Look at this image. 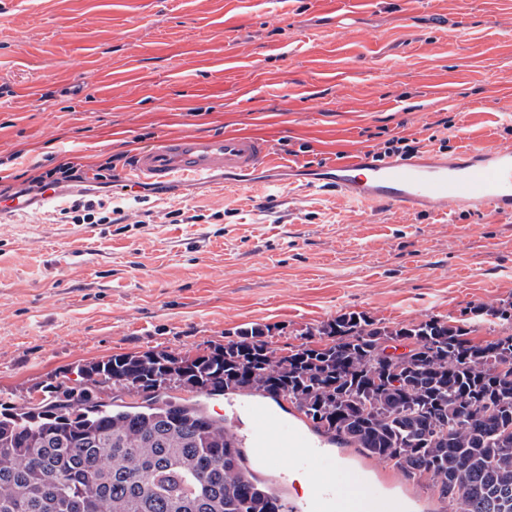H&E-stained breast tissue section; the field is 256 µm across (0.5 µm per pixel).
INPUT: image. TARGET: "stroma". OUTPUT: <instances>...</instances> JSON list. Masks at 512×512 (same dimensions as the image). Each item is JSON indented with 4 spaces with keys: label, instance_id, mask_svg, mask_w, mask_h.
<instances>
[{
    "label": "stroma",
    "instance_id": "stroma-1",
    "mask_svg": "<svg viewBox=\"0 0 512 512\" xmlns=\"http://www.w3.org/2000/svg\"><path fill=\"white\" fill-rule=\"evenodd\" d=\"M511 19L512 0H378L349 18L336 0H0V197L34 164L71 163L87 180L69 199L114 197L127 214L0 211V402L115 354H204L254 325L280 350L343 313L456 326L511 304L512 215L308 186L395 137L422 156L512 145ZM175 131L258 134L284 166L221 191L123 190L133 154Z\"/></svg>",
    "mask_w": 512,
    "mask_h": 512
}]
</instances>
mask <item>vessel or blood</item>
I'll return each mask as SVG.
<instances>
[{
  "label": "vessel or blood",
  "instance_id": "1",
  "mask_svg": "<svg viewBox=\"0 0 512 512\" xmlns=\"http://www.w3.org/2000/svg\"><path fill=\"white\" fill-rule=\"evenodd\" d=\"M280 160L260 136L227 131L217 135L175 133L135 153L125 182L170 185L210 182L218 172L247 173L279 166ZM348 199L392 203L404 210L450 214L471 206L478 212L512 214V147H471L456 159L374 161L353 151L326 178ZM233 434L255 455L275 462L279 449L294 448L302 461L322 462L326 435L274 416L267 405L244 400ZM336 489L324 484L318 495L304 498L296 512H331Z\"/></svg>",
  "mask_w": 512,
  "mask_h": 512
}]
</instances>
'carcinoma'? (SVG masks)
Listing matches in <instances>:
<instances>
[{"mask_svg":"<svg viewBox=\"0 0 512 512\" xmlns=\"http://www.w3.org/2000/svg\"><path fill=\"white\" fill-rule=\"evenodd\" d=\"M473 313L512 325V304ZM468 335L437 317L390 328L345 313L286 351L252 326L196 357L148 350L80 365L76 385L0 410V512H286L224 421L168 399L172 386L286 397L314 429L445 488L451 512H512V333ZM392 343L408 356L395 359ZM101 385L145 400L104 403Z\"/></svg>","mask_w":512,"mask_h":512,"instance_id":"obj_1","label":"carcinoma"}]
</instances>
